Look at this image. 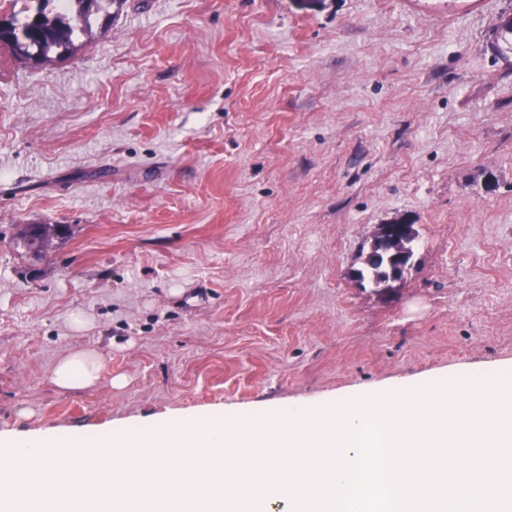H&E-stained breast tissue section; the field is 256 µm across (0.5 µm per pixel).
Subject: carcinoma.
Masks as SVG:
<instances>
[{"label": "carcinoma", "instance_id": "obj_1", "mask_svg": "<svg viewBox=\"0 0 512 512\" xmlns=\"http://www.w3.org/2000/svg\"><path fill=\"white\" fill-rule=\"evenodd\" d=\"M24 7L11 11L14 28L22 30L24 37L9 45L14 56L24 55L36 62L46 63L54 57L72 55L78 48L81 37L90 33V19L107 13V7L123 0H61L62 10H47L52 0H23ZM68 229L63 224H24L16 241L23 247L36 245L46 251L54 240L64 237ZM395 265L387 264L385 258L364 264L354 272V278H366L387 282Z\"/></svg>", "mask_w": 512, "mask_h": 512}]
</instances>
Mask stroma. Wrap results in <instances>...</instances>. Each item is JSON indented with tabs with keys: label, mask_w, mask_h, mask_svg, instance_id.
<instances>
[{
	"label": "stroma",
	"mask_w": 512,
	"mask_h": 512,
	"mask_svg": "<svg viewBox=\"0 0 512 512\" xmlns=\"http://www.w3.org/2000/svg\"><path fill=\"white\" fill-rule=\"evenodd\" d=\"M512 0H125L0 46V434L512 373ZM418 232L380 292V224ZM25 224L70 232L38 260ZM97 351L93 387L48 377ZM18 1L8 0L13 4L10 18L14 28H20L24 37L8 47L16 58L20 55L22 60H26L22 54L36 62L46 63L53 57L72 55L81 37L91 33V17L101 13L107 17L108 5L125 0H59L63 2L60 12L47 11L48 3L56 0H22L24 7L15 11ZM69 4L75 9L71 17L66 13ZM35 12L39 17L33 19ZM395 266V264H387L384 256H381L379 261L364 263L363 268L355 270L354 278L358 281L368 278L372 281L388 282L391 269L396 271Z\"/></svg>",
	"instance_id": "stroma-1"
}]
</instances>
